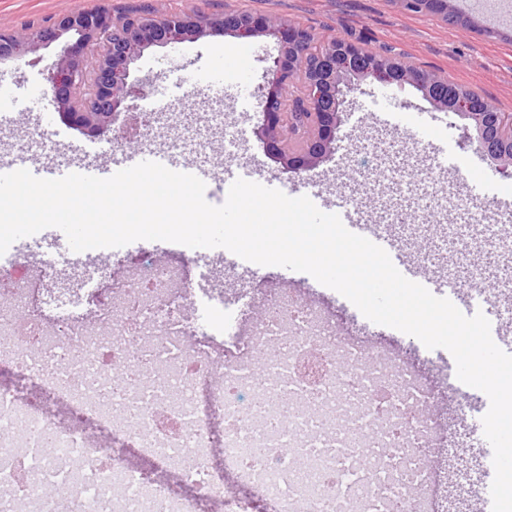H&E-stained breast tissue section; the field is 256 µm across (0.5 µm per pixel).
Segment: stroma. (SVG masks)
<instances>
[{"label":"stroma","mask_w":512,"mask_h":512,"mask_svg":"<svg viewBox=\"0 0 512 512\" xmlns=\"http://www.w3.org/2000/svg\"><path fill=\"white\" fill-rule=\"evenodd\" d=\"M102 6L116 15L246 11L282 16L317 35L388 50L423 69L448 75L481 93L499 111L512 113V0H452L462 18L458 24L432 14L402 12L394 0H0V33L45 27L62 12ZM66 44L61 38L0 61V111L6 114L0 125V152L21 150L26 156H39L35 142L40 138L55 142L60 160L92 159L100 147L123 152L111 133L90 137L62 118L46 74ZM277 54L278 42L272 36L204 35L173 48L145 49L129 66L127 83L134 95L125 104L139 107L154 99L165 104L167 115L137 139L135 150H163L189 162H203L213 173L206 182L205 199L214 206L225 201L223 179L229 168L250 170L253 182L262 185L270 180L292 181V174L274 162L255 134L261 122L259 106L245 111L238 104L246 93L258 98ZM384 94L403 111L425 113L431 128H448L463 174L494 169V162L476 144L464 142L466 119L436 109L413 86L385 88L366 81L343 105L335 151L308 172V179L337 201L360 195L364 208L372 210L392 190H399L428 224L442 223L454 206L476 208L477 223H503L497 202L478 204L459 194L455 177L434 164L426 137L388 129L373 117L355 122L356 114ZM143 250L164 261L185 263L199 294L211 298L214 320L222 319L225 304L236 301L245 309L240 328L250 331L259 318L263 296L286 284L335 323L339 338L368 351L404 358L434 389L445 429L429 459L434 476L427 494L433 512H459L462 504L477 501L483 478L470 451L479 439L475 424L480 394L461 387L450 352L427 349L413 336L373 323L309 274L279 266L244 269L231 260L217 259L209 248L192 253L176 243L139 240L122 247L124 262L117 274L131 273L137 252ZM108 261L106 251L99 249L84 256L78 268L57 264L39 288L47 298L84 299L86 292L76 287L75 275L96 278Z\"/></svg>","instance_id":"obj_1"}]
</instances>
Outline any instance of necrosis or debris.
<instances>
[{
  "label": "necrosis or debris",
  "instance_id": "obj_1",
  "mask_svg": "<svg viewBox=\"0 0 512 512\" xmlns=\"http://www.w3.org/2000/svg\"><path fill=\"white\" fill-rule=\"evenodd\" d=\"M17 263L0 259V512H250L255 499L275 512H429L406 490L428 481L433 426L419 407L432 394L401 359L362 366L364 350L287 291L252 338L226 322L232 348L216 359L185 311L184 264L145 252L129 276L101 266L104 303L50 313ZM312 349L328 367L314 388L297 371ZM92 433L105 448H89ZM230 476L248 500L225 498Z\"/></svg>",
  "mask_w": 512,
  "mask_h": 512
}]
</instances>
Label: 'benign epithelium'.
Wrapping results in <instances>:
<instances>
[{
    "label": "benign epithelium",
    "mask_w": 512,
    "mask_h": 512,
    "mask_svg": "<svg viewBox=\"0 0 512 512\" xmlns=\"http://www.w3.org/2000/svg\"><path fill=\"white\" fill-rule=\"evenodd\" d=\"M203 33L277 38L278 55L269 67L260 98L262 122L256 136L288 173L314 169L335 149L347 95L361 82L370 80L413 85L435 107L468 119L466 138L476 142L500 170L512 176V113L498 111L487 99L473 102L462 92L436 94L438 79L432 72L406 70L394 62L356 69L350 62L359 56L360 49L350 42L327 44L308 67L301 50L312 39V31L283 18L242 13L203 17L168 13L134 16L117 23L105 7L70 10L59 14L47 27L0 34V59L70 35L63 57L48 74L50 91L63 110L62 116L91 137L116 126V137L130 142L143 126L137 112L127 113V118L117 123L122 101L135 94L127 84L130 63L148 47L181 43ZM299 76L311 83V100L316 107L313 112H285L279 106L280 94Z\"/></svg>",
    "instance_id": "7a95c632"
}]
</instances>
